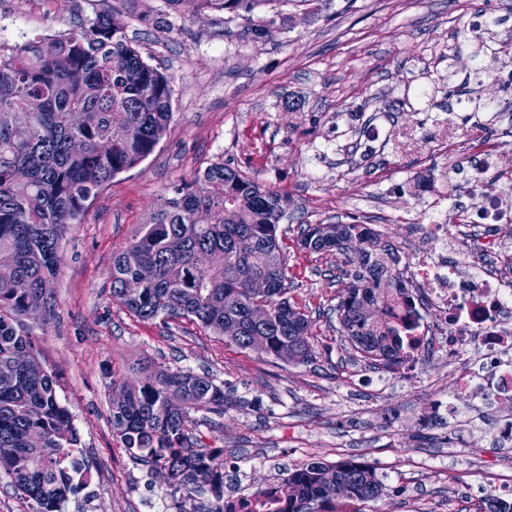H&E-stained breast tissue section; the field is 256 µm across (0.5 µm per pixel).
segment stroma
<instances>
[{
  "label": "stroma",
  "instance_id": "35a3bbf8",
  "mask_svg": "<svg viewBox=\"0 0 512 512\" xmlns=\"http://www.w3.org/2000/svg\"><path fill=\"white\" fill-rule=\"evenodd\" d=\"M99 0H0V26L15 41L60 34L91 18ZM144 26L117 14L144 57L173 79L174 117L154 151L90 201L60 246L56 310L34 325L39 358L90 475L95 512H150L182 493L136 463L112 428L114 386L158 367L209 373L229 400L223 414L195 411L198 447L224 452V489L255 494L313 461L375 468L385 493L360 512H481L492 487L512 482V451L434 423L431 406L455 382L428 354L422 377L371 372L335 323L319 317L342 287L318 270L327 259L300 251V224L381 225L397 249L413 247L428 204L454 206L464 223L473 200L466 145L486 143L512 160V88H481L482 109L448 108L468 90L472 61L455 34L474 15L494 24L492 47L512 43V0H279L272 36L243 19L166 13ZM221 161L288 198L277 234L294 277L289 296L311 320L307 364L241 349L197 322L135 317L110 294L112 255L153 223L175 186Z\"/></svg>",
  "mask_w": 512,
  "mask_h": 512
}]
</instances>
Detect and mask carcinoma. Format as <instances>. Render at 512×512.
Here are the masks:
<instances>
[{
  "mask_svg": "<svg viewBox=\"0 0 512 512\" xmlns=\"http://www.w3.org/2000/svg\"><path fill=\"white\" fill-rule=\"evenodd\" d=\"M137 0H112L79 29L52 42L26 40L0 46V471L36 512H60L68 496L87 480V469L68 467L79 438L71 412L58 399L55 376L38 358L32 325L53 314L54 281L60 270V242L68 226L82 222L88 202L120 173L149 156L172 119V77L149 64L126 30L112 24L127 13L140 24L154 23L133 10ZM273 0H165L174 12L247 13L250 32L271 36L273 17L258 13ZM459 49L478 59L488 48L476 34L460 32ZM85 149L76 152L72 143ZM157 220L142 225L112 257V299L144 320L187 318L224 335L235 323L240 334L227 340L242 349L260 345L275 359H313L310 321L291 303L292 279L274 218L288 199L239 169L221 162L198 173L191 184L175 187ZM250 236L255 248L239 254L236 240ZM364 243L356 254L355 241ZM298 245L311 254L345 258L347 283L336 296L337 331L365 359L393 369L401 362L411 321L385 312L404 288L397 249L364 224H308ZM156 272L140 295L128 298L124 282L138 267ZM253 278L270 284V315L252 322ZM27 283L20 293L15 283ZM365 301L379 305V322L362 320ZM224 386L208 374L160 371L112 403V426L135 461L170 474L169 483L192 494L208 488L224 512L223 451L203 452L191 440L190 411L222 413ZM38 429L44 443L28 442ZM288 512H341L350 503L377 501L384 484L370 466L353 460L310 462L285 479Z\"/></svg>",
  "mask_w": 512,
  "mask_h": 512,
  "instance_id": "cac0c4a2",
  "label": "carcinoma"
}]
</instances>
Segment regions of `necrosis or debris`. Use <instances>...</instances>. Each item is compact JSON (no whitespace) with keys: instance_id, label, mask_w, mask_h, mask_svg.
I'll return each mask as SVG.
<instances>
[{"instance_id":"obj_1","label":"necrosis or debris","mask_w":512,"mask_h":512,"mask_svg":"<svg viewBox=\"0 0 512 512\" xmlns=\"http://www.w3.org/2000/svg\"><path fill=\"white\" fill-rule=\"evenodd\" d=\"M500 156L487 151L470 167L471 192L481 197L456 235L445 225L428 224L405 261L412 279L425 288L415 303L412 345L401 370L419 376L420 361L432 331L428 306L443 312L441 350L455 379V396L438 401L434 420H460L464 407L480 402L495 415L493 435L502 448L512 447V278L498 267L485 232L512 223V187L488 193L486 175L499 168ZM288 498L281 485L264 494L226 496V512H284Z\"/></svg>"}]
</instances>
